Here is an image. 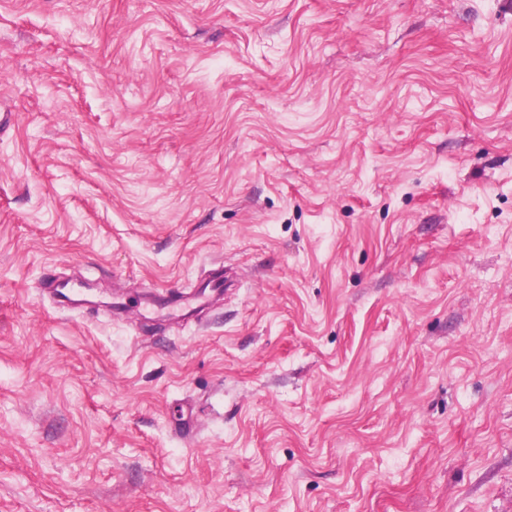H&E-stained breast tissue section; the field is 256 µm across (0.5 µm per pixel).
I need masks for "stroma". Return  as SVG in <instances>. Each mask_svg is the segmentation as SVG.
Segmentation results:
<instances>
[{
  "label": "stroma",
  "instance_id": "obj_1",
  "mask_svg": "<svg viewBox=\"0 0 512 512\" xmlns=\"http://www.w3.org/2000/svg\"><path fill=\"white\" fill-rule=\"evenodd\" d=\"M0 512H512V0H0Z\"/></svg>",
  "mask_w": 512,
  "mask_h": 512
}]
</instances>
